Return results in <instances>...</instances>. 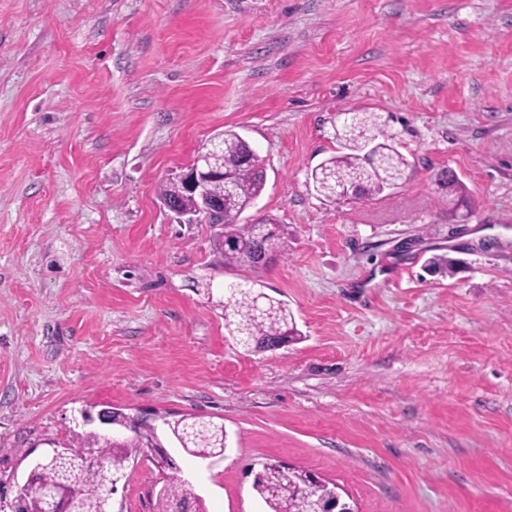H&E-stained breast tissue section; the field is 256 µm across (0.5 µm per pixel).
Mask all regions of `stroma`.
<instances>
[{
	"label": "stroma",
	"mask_w": 512,
	"mask_h": 512,
	"mask_svg": "<svg viewBox=\"0 0 512 512\" xmlns=\"http://www.w3.org/2000/svg\"><path fill=\"white\" fill-rule=\"evenodd\" d=\"M347 111L410 181L315 191ZM227 130L266 168L243 221L288 230L263 266L159 201ZM230 282L285 302L299 340L236 343ZM106 406L223 425L221 460L167 444L206 512H266L269 459L356 512H512V0H0V512ZM163 480L136 458L112 512H153ZM451 175V177H450ZM433 182L441 200L448 204V212L454 214L461 207H465L471 213L470 200L466 187L451 170H440L433 174ZM53 448L50 451H47L39 460L35 462L33 465V470L31 471L30 475L28 476L27 480L24 482V484L20 487L19 493L17 497L15 498V501L12 505V512H24L25 509V502L21 494V490L23 486L28 484L30 481H32L38 474L40 467L48 460L54 457L64 456L70 453L71 448H63L62 450H59L57 447H51ZM31 468V469H32Z\"/></svg>",
	"instance_id": "stroma-1"
}]
</instances>
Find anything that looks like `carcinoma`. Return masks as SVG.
I'll use <instances>...</instances> for the list:
<instances>
[{
	"instance_id": "1",
	"label": "carcinoma",
	"mask_w": 512,
	"mask_h": 512,
	"mask_svg": "<svg viewBox=\"0 0 512 512\" xmlns=\"http://www.w3.org/2000/svg\"><path fill=\"white\" fill-rule=\"evenodd\" d=\"M336 138L344 141L343 151L320 163L311 172L315 190L328 199L353 193L358 199H371L386 192L394 181L411 177L408 159L392 142L391 136L366 113L352 112L346 129H336ZM217 165L227 179L211 184V192L224 197V236L215 240L224 262L233 266H255L259 254L272 257L284 250V229L263 222L241 223L242 214L262 193L266 178L263 160L251 145L234 131L223 134V150ZM441 200L454 214L460 207L471 209L466 187L451 170L433 174ZM224 319L238 342L255 350H274L281 342L299 339L300 331L283 302L241 283L224 288ZM109 425L124 428L132 437L114 441L112 436L89 433L84 447L111 467L112 475L126 474L130 460L159 443L154 425L130 420L123 408H115ZM191 456L205 459L222 450L219 424L193 416H182L168 427ZM303 470L289 471L270 461L256 471L253 489L270 512H302L305 499L312 493L304 482ZM105 473L79 456L48 462L39 479L24 491L27 512H44L42 487L45 484L72 485L78 491L77 512H100ZM193 492L189 484L173 475L156 496L155 512H172L175 503H187Z\"/></svg>"
}]
</instances>
